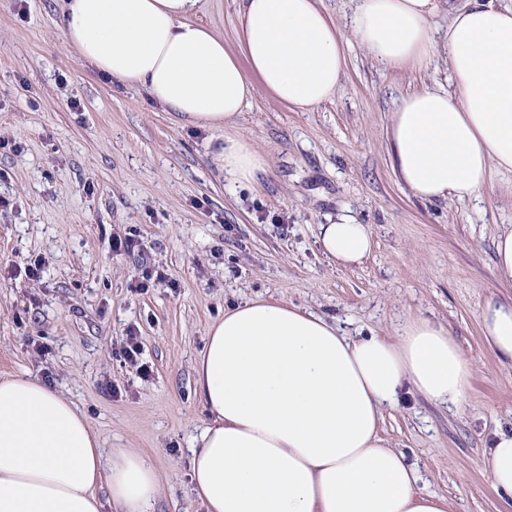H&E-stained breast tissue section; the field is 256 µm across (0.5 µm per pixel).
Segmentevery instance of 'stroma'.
<instances>
[{
  "label": "stroma",
  "instance_id": "35a3bbf8",
  "mask_svg": "<svg viewBox=\"0 0 512 512\" xmlns=\"http://www.w3.org/2000/svg\"><path fill=\"white\" fill-rule=\"evenodd\" d=\"M62 13L63 0H0V197L11 201L0 211V377L42 380L102 447L143 451L161 478L156 512H204L189 477L209 419L195 365L226 306L282 299L355 336L427 319L470 363L467 399L452 413L404 397L382 434L420 471L419 490L448 497L452 512H512L483 466L495 432L512 431V363L481 330L483 308L504 295L494 242L512 229V173H493L471 202H423L387 152L396 101L445 81L446 61L387 71L353 47L335 96L311 112L258 90L227 133L269 169L228 189L213 133L144 90L113 87L64 43ZM198 18L236 49L234 0H201ZM341 214L372 231L353 266L332 265L318 243ZM116 236L137 249L113 252ZM130 331L149 376L118 355Z\"/></svg>",
  "mask_w": 512,
  "mask_h": 512
}]
</instances>
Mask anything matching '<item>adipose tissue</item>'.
<instances>
[{"label": "adipose tissue", "instance_id": "1", "mask_svg": "<svg viewBox=\"0 0 512 512\" xmlns=\"http://www.w3.org/2000/svg\"><path fill=\"white\" fill-rule=\"evenodd\" d=\"M200 0H64L62 36L112 84L143 89L177 118L222 133L264 88L310 111L336 94L351 44L379 65L448 83L402 96L388 128L392 168L423 201L478 199L512 172V5L495 0H355L346 26L320 0H238L237 51L198 21ZM229 186L256 182L267 158L241 137L219 143ZM326 258L360 263L372 248L353 216L319 227ZM483 335L512 362V297L489 301ZM471 366L448 331L408 320L394 336L351 337L322 316L258 297L225 309L196 365L209 421L190 457L205 512H452L418 490V471L381 435L409 392L460 408ZM512 500V431L484 457ZM159 475L140 451L104 452L63 393L30 376L0 378V512H154Z\"/></svg>", "mask_w": 512, "mask_h": 512}]
</instances>
